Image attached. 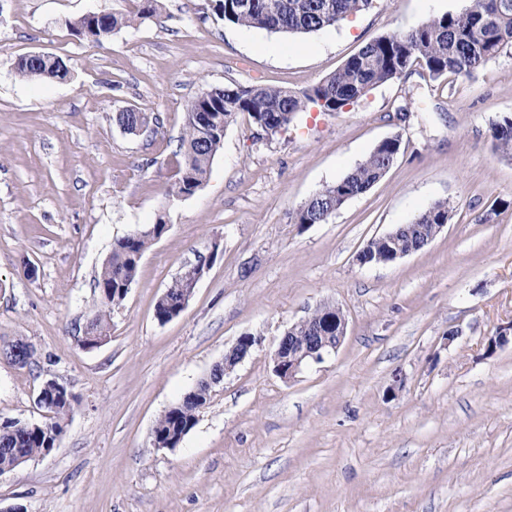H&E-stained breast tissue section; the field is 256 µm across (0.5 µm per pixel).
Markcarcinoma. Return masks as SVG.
<instances>
[{
    "label": "carcinoma",
    "mask_w": 512,
    "mask_h": 512,
    "mask_svg": "<svg viewBox=\"0 0 512 512\" xmlns=\"http://www.w3.org/2000/svg\"><path fill=\"white\" fill-rule=\"evenodd\" d=\"M374 0H214L217 18L270 34H309L335 26L373 7ZM130 20L115 14L84 17L66 22L76 36L96 46ZM512 47V0H468L459 13L435 16L409 31H395L364 45L334 73L318 84L295 91L287 87L204 85L185 108L184 135L179 148L176 179L167 195L180 199L202 188L210 165L220 150L224 128L236 115L249 116L252 123L270 136L288 131L296 114L309 106L323 112H341L374 88L406 77L415 67L433 79L471 76L487 61ZM16 74L25 79H65L66 64L50 59L20 57ZM150 115L136 108L116 113V124L127 134L149 123ZM494 147L512 156V115L491 122ZM402 139L394 135L380 141L370 154L335 183L326 185L302 204L295 215L300 226L324 224L347 201L365 194L390 169L401 151ZM450 206L439 201L420 212L410 223L400 224L390 236H378L363 247L369 264L390 259L399 252L418 251L427 245L440 224L449 220ZM169 230L160 220L148 228L115 240L96 282L100 307L85 335L82 347H92L108 337L111 309L120 304L136 281L144 253ZM194 273L182 272L168 286L170 298L178 299L191 287ZM210 385L201 382L173 410L165 411L154 430L163 439L185 436L196 424L197 413L207 403ZM76 397L64 394L48 406L51 416L32 427L29 422L10 420L0 424V470L21 457L30 460L44 455L64 434Z\"/></svg>",
    "instance_id": "cac0c4a2"
}]
</instances>
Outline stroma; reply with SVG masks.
Returning a JSON list of instances; mask_svg holds the SVG:
<instances>
[{
	"instance_id": "35a3bbf8",
	"label": "stroma",
	"mask_w": 512,
	"mask_h": 512,
	"mask_svg": "<svg viewBox=\"0 0 512 512\" xmlns=\"http://www.w3.org/2000/svg\"><path fill=\"white\" fill-rule=\"evenodd\" d=\"M466 0H376L302 36L224 23L212 0H0V421H44L53 378L77 403L56 449L0 476V507L24 512H512V157L492 119L512 114V47L470 77L423 70L334 114L311 107L256 140L248 115L224 132L203 187L175 200V153L202 84L307 89L366 43ZM133 16L103 46L67 22ZM63 58L67 80L23 79L20 56ZM158 115L137 135L113 117ZM405 109L406 120L396 112ZM401 152L324 224L297 209L386 137ZM452 211L425 248L358 266L373 237L438 201ZM165 220L94 349L76 338L99 306L113 242ZM212 255L185 309L158 298ZM323 302L346 318L336 352L291 382L273 371L286 329ZM459 329L453 343L444 337ZM245 334L262 344L213 386L173 449L151 434Z\"/></svg>"
}]
</instances>
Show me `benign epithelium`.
<instances>
[{"instance_id": "obj_1", "label": "benign epithelium", "mask_w": 512, "mask_h": 512, "mask_svg": "<svg viewBox=\"0 0 512 512\" xmlns=\"http://www.w3.org/2000/svg\"><path fill=\"white\" fill-rule=\"evenodd\" d=\"M345 333L346 318L340 313L334 319L329 318L308 326L306 336H282L273 354L274 372L285 382L293 380L307 363L318 362L336 351ZM258 343L259 339L255 336H240L224 353V360L219 363V366L224 368V373L233 371ZM64 389L65 385L53 378L44 380L36 397L37 405L46 408Z\"/></svg>"}]
</instances>
